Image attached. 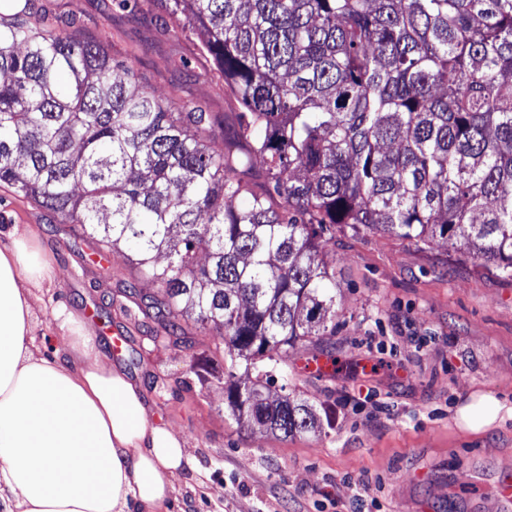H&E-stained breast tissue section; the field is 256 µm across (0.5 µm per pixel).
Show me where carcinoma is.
<instances>
[{
	"instance_id": "cac0c4a2",
	"label": "carcinoma",
	"mask_w": 512,
	"mask_h": 512,
	"mask_svg": "<svg viewBox=\"0 0 512 512\" xmlns=\"http://www.w3.org/2000/svg\"><path fill=\"white\" fill-rule=\"evenodd\" d=\"M160 2L200 31L238 150L212 151L209 113L145 89L106 40L0 0V188L100 256L125 246L174 342L218 330L236 420L321 430L308 401L261 388L282 352L336 333V225L512 275V0Z\"/></svg>"
}]
</instances>
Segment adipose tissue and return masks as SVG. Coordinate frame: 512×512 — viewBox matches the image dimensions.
<instances>
[{
  "instance_id": "adipose-tissue-1",
  "label": "adipose tissue",
  "mask_w": 512,
  "mask_h": 512,
  "mask_svg": "<svg viewBox=\"0 0 512 512\" xmlns=\"http://www.w3.org/2000/svg\"><path fill=\"white\" fill-rule=\"evenodd\" d=\"M37 238L26 224L0 246V499L8 512H129L133 501L168 512L187 442L154 417L137 382L102 362L72 312L56 316L65 362L43 356L33 298L55 271ZM501 412L475 392L456 423L478 433Z\"/></svg>"
}]
</instances>
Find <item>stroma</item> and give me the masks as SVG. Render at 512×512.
Here are the masks:
<instances>
[{"label": "stroma", "mask_w": 512, "mask_h": 512, "mask_svg": "<svg viewBox=\"0 0 512 512\" xmlns=\"http://www.w3.org/2000/svg\"><path fill=\"white\" fill-rule=\"evenodd\" d=\"M51 25L74 24L106 36L113 55L129 59L156 96L192 103L214 120L215 152L232 150L227 134L237 106L200 54L194 29L175 23L159 0H38ZM38 231L57 278L34 301L37 341L62 361L54 311L91 318L102 353L141 386L156 416L191 449L169 512H353L355 483L368 485L381 512H512L497 485L512 478V418L485 433L454 423L477 390L512 408V276L478 266L439 242L423 249L382 234L338 228L327 261L342 300L336 333L322 346L298 342L282 357L287 382L273 393L331 407L322 433L288 439L247 427L224 410V363L215 329L174 344L144 316L141 295L152 283L121 282L130 269L120 253L99 257L75 243L69 225L0 189V244L15 225ZM121 350H113L114 337ZM339 367L327 376L301 363L318 349Z\"/></svg>", "instance_id": "1"}]
</instances>
